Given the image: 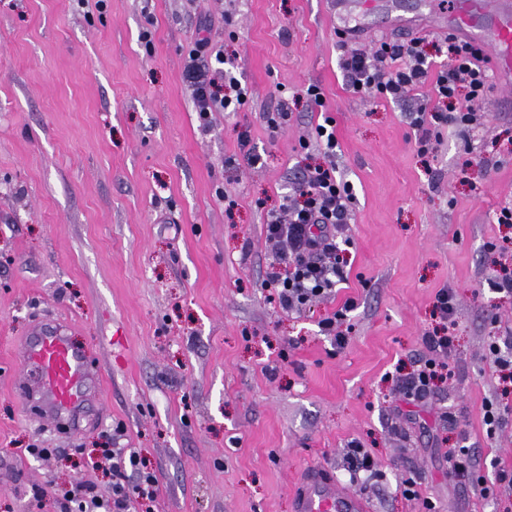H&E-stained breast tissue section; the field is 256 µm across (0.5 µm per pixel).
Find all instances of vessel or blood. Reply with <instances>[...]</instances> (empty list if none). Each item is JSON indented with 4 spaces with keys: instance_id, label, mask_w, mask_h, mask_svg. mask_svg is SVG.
Segmentation results:
<instances>
[{
    "instance_id": "b4317fda",
    "label": "vessel or blood",
    "mask_w": 512,
    "mask_h": 512,
    "mask_svg": "<svg viewBox=\"0 0 512 512\" xmlns=\"http://www.w3.org/2000/svg\"><path fill=\"white\" fill-rule=\"evenodd\" d=\"M364 0H329L328 14L338 32H349V16L364 8ZM432 25L460 39L477 40L489 53L488 62L500 85L512 87V0H452L450 11H438ZM30 382L26 398L39 399L47 413L78 416L89 396V383L99 380L98 369L86 351L73 346L60 328H39L25 342ZM295 512H370L367 500L340 491L324 472L311 473L295 491Z\"/></svg>"
}]
</instances>
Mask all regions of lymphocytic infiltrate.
Segmentation results:
<instances>
[{"label":"lymphocytic infiltrate","instance_id":"lymphocytic-infiltrate-1","mask_svg":"<svg viewBox=\"0 0 512 512\" xmlns=\"http://www.w3.org/2000/svg\"><path fill=\"white\" fill-rule=\"evenodd\" d=\"M446 67L431 69L418 40L402 44L382 43L371 49L354 48L344 56L341 69L347 87L375 98L406 100L415 91L428 88L432 106L410 111V124L420 152L426 153L439 140V127L466 128L477 121L490 90V75L483 65L481 48L456 37L445 45ZM185 79L201 119L213 112L238 111L247 100V87L228 68L223 50L208 39L198 40L185 63ZM329 162L308 169L298 182L294 196L286 198L280 211L266 224L270 241L280 250L266 273L264 284L272 288L283 310L289 311L330 296L343 279L346 263L338 244L350 221L354 200L352 187L338 175L334 157L338 141L335 121L325 117L315 128V139ZM450 334L425 337L431 353L408 382L411 394L427 392L446 369V359L454 348ZM112 471V493L98 494L94 485L75 482L61 488L60 502L68 512H128L133 500L150 506L157 497V479L127 448L103 451Z\"/></svg>","mask_w":512,"mask_h":512}]
</instances>
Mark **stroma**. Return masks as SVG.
Wrapping results in <instances>:
<instances>
[{
  "mask_svg": "<svg viewBox=\"0 0 512 512\" xmlns=\"http://www.w3.org/2000/svg\"><path fill=\"white\" fill-rule=\"evenodd\" d=\"M373 22L359 47L420 37L434 59L445 37ZM202 34L248 88L206 126L183 78ZM346 50L325 0H0V512H59L55 489L73 480L109 496V472L85 463L102 448L145 460L155 512H293L317 467L372 512H506L449 477L448 451L470 449L489 481L512 468V419L491 435L481 412L499 390L487 345L512 329V297L492 286L512 275V223L497 221L512 205V112L485 108L419 153L413 100L353 93ZM311 83L323 107L300 97ZM327 116L354 193L346 280L287 312L263 286L265 225L324 162L299 141ZM444 287L450 375L413 397ZM349 299L340 348L319 323ZM48 321L102 370L75 420L19 393L23 344ZM409 478L419 499L401 492Z\"/></svg>",
  "mask_w": 512,
  "mask_h": 512,
  "instance_id": "obj_1",
  "label": "stroma"
}]
</instances>
